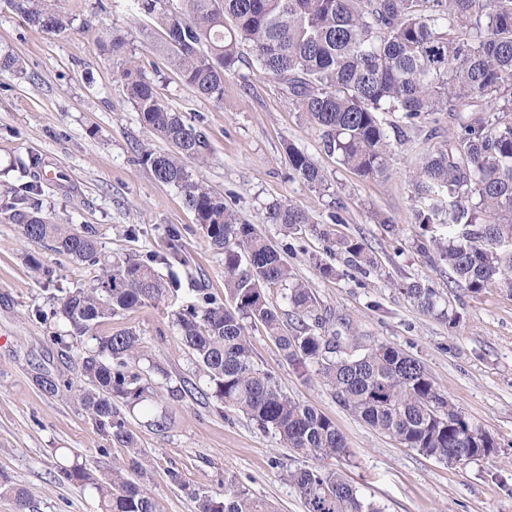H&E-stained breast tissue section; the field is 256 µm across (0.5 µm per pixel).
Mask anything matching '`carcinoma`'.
<instances>
[{
  "label": "carcinoma",
  "mask_w": 512,
  "mask_h": 512,
  "mask_svg": "<svg viewBox=\"0 0 512 512\" xmlns=\"http://www.w3.org/2000/svg\"><path fill=\"white\" fill-rule=\"evenodd\" d=\"M9 2L43 30L63 32L70 25L48 0ZM132 2L136 12L164 30L172 66L217 106L224 78L249 48L265 73L285 85L289 101L318 130L327 151L360 177L389 170L394 146L380 113L397 112L410 128L448 113L455 133L423 154L409 174L417 247L446 261L451 281L472 293L496 284L512 291V0ZM110 43L113 67L141 124L171 146L166 153L145 151L140 161L157 182L180 192L210 244L224 252V292L236 305L231 313L206 294L202 305L176 311L173 323L199 377L182 380L172 397L240 412L301 455L326 460L346 454L334 422L288 396L278 378L255 361L244 321H257L295 373L317 377L344 408L404 447L445 462L462 448L470 461L490 454L494 440L437 390L418 359L379 340L352 352L338 333L326 330L312 290L278 249L188 168L190 161L200 166L208 161L203 132L160 102L153 83L127 54L123 37L113 35ZM481 102L497 116L461 115ZM287 151L295 176L322 188L326 178L312 157L292 145ZM28 169L33 181L11 203L25 238L100 270L93 283L59 288L53 296L51 315L62 329L51 340L80 351V382H61L47 373L35 381L48 394L68 393L101 436L102 454L113 447L130 452L126 461L97 475L65 458L57 478L93 488L100 512H158L149 490L152 476L137 458L136 438L121 410L140 404L146 410L153 401L154 389L143 378L142 339L130 329L111 336H98L96 329L122 311L177 290L176 280L161 278L154 268L168 257L113 260L102 252L92 226L45 220L39 158H31ZM265 210L267 223L290 235L307 228L319 233L328 248L348 254L355 268L374 265L363 240H332L328 227L311 223L302 206L276 200ZM271 287L283 291L294 327L268 302L265 289ZM403 292L420 313L454 321L440 308L434 289L415 281L403 284ZM167 476L190 489L198 512H277L234 479L224 483V491L210 492L189 488L176 472ZM286 479L304 499L306 512H382L336 471L296 467L287 470Z\"/></svg>",
  "instance_id": "obj_1"
}]
</instances>
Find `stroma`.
I'll return each instance as SVG.
<instances>
[{"label": "stroma", "instance_id": "obj_1", "mask_svg": "<svg viewBox=\"0 0 512 512\" xmlns=\"http://www.w3.org/2000/svg\"><path fill=\"white\" fill-rule=\"evenodd\" d=\"M49 2L71 19L68 30L35 28L0 0V53L25 64L22 74H0V480L30 493L27 512H98L92 490L55 479L61 454L94 471L128 455L117 447L101 455L102 439L82 412L33 381L39 371L78 381V351L50 339L56 326L46 317L53 307L49 287H80L98 273L29 242L8 209L25 191L29 179L22 167L34 156L48 173L41 184L43 216L58 224L91 225L108 254L142 261L168 252L169 228L180 233L178 248L188 264L172 259L156 267L162 278L177 279V295L122 312L97 328L101 336L135 331L147 359L162 368L150 376L153 408L170 407L169 427L156 430L139 408L127 414L138 458L154 474L151 489L161 512H196L188 487L219 491L231 478L279 512H306L285 472L316 463L281 447L241 414L172 399V388L195 378L197 368L171 313L198 303L205 293L224 300V255L210 247L178 190L158 183L141 164L142 151L163 153L170 146L140 124L111 54L97 40L106 31L125 36L127 53L139 61L160 99L205 134L209 158L198 176L279 249L311 288L319 313L420 360L438 391L496 442L490 456L458 465L404 447L341 406L326 386L300 378L265 328L247 324L257 363L278 377L289 396L327 415L343 435L347 456L324 460L323 468L340 470L383 512H512V493L501 485L512 476V291L490 287L470 293L450 282L444 261L416 247L408 174L423 152L447 139V114H438L434 129H405L394 144L389 172L362 178L325 150L318 131L290 104L284 85L253 59L226 77L224 103L217 106L185 84L170 64L162 29L133 13L130 0ZM290 144L318 164L324 189L294 176ZM285 199L328 226L333 238L364 240L376 267L360 272L346 254L328 251L318 233L306 230L291 239L279 225L265 223V205ZM385 217L391 225H382ZM30 253L43 259L51 279L33 275L26 261ZM316 257L332 265L336 276H320L312 264ZM414 280L440 293L455 323L414 309L397 289ZM171 470L182 484L169 481Z\"/></svg>", "mask_w": 512, "mask_h": 512}]
</instances>
